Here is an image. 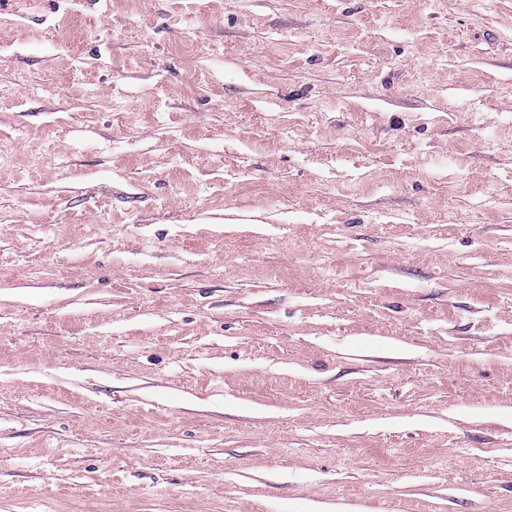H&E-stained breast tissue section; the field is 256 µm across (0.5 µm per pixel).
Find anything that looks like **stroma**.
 I'll use <instances>...</instances> for the list:
<instances>
[{
	"label": "stroma",
	"instance_id": "1",
	"mask_svg": "<svg viewBox=\"0 0 512 512\" xmlns=\"http://www.w3.org/2000/svg\"><path fill=\"white\" fill-rule=\"evenodd\" d=\"M0 512H512V0H0Z\"/></svg>",
	"mask_w": 512,
	"mask_h": 512
}]
</instances>
